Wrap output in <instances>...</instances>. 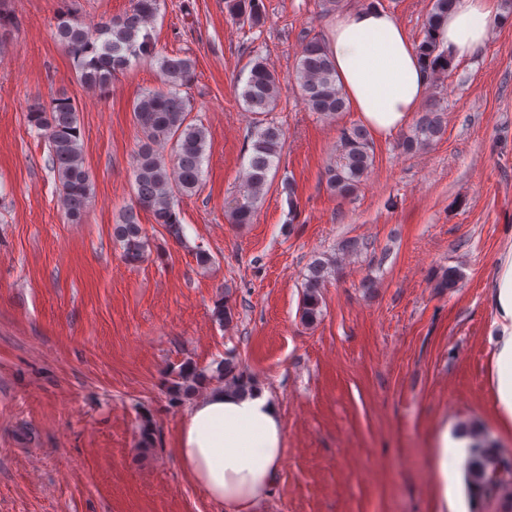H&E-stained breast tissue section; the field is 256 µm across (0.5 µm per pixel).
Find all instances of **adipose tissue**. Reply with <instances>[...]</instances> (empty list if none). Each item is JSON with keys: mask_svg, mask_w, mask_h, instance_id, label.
I'll list each match as a JSON object with an SVG mask.
<instances>
[{"mask_svg": "<svg viewBox=\"0 0 512 512\" xmlns=\"http://www.w3.org/2000/svg\"><path fill=\"white\" fill-rule=\"evenodd\" d=\"M501 21L496 0H453L440 27V43L454 61L473 57ZM352 111L384 139L420 111L428 73L404 28L379 0L336 14L324 43ZM501 327L496 357L497 397L512 419V252L494 282ZM280 408L263 386L239 393L214 386L194 400L184 418L177 458L191 480L224 512H252L274 484L283 456ZM466 439L440 435L433 459L436 488L447 495Z\"/></svg>", "mask_w": 512, "mask_h": 512, "instance_id": "obj_1", "label": "adipose tissue"}]
</instances>
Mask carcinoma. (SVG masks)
I'll return each mask as SVG.
<instances>
[{"mask_svg": "<svg viewBox=\"0 0 512 512\" xmlns=\"http://www.w3.org/2000/svg\"><path fill=\"white\" fill-rule=\"evenodd\" d=\"M453 0H432L423 23V36L416 44L418 57L437 79L453 69L454 59L441 49L436 37L439 21L448 14ZM228 12L249 27L262 19L261 0H226ZM159 8V0H130L129 10L119 16L100 21L96 27L86 26L77 15L64 12L57 18L55 37L73 57L79 81L92 89H104L115 76L151 51V35L147 25ZM164 88L142 92L132 104V112L143 134L133 156L136 205L124 209L113 227V236L123 249V258L133 264L146 251V234L139 221L138 210L152 213L155 223L179 239L183 228L175 209L179 196L196 193L203 183L206 160L207 130L189 120L192 108L182 90L190 84L194 63L187 57L162 56L157 59ZM294 79L304 107L323 118H332L347 110L342 89L337 84L333 61L323 42L312 38L302 44L294 68ZM245 109L260 116L250 130L251 154L242 193L230 208L233 224H249L268 183L270 171L277 167L284 143L281 126L261 119L275 110L278 102L277 75L266 62L256 57L249 69L240 74ZM28 123L48 143L51 169L60 185V203L68 222L83 221L91 195V180L85 166L80 143L77 107L66 93L47 104H36L27 113ZM445 131L443 113L432 105L401 141L407 154L416 153ZM161 142L173 145V156L166 160L156 150ZM374 163V147L369 131L361 125L340 130L336 155L325 170L328 189L350 197L358 189ZM336 261L316 258L308 265L301 302V320L307 326L316 324L323 315L322 288L336 273ZM460 272L445 268L437 276L436 287H456ZM217 378L226 388L249 389L254 379L233 356L224 358L216 368ZM210 377L191 363H185L170 386L171 401L179 402ZM471 439L465 464L466 482L477 497L498 495L502 512H512V467L503 466L499 450L483 430L475 425L464 429Z\"/></svg>", "mask_w": 512, "mask_h": 512, "instance_id": "carcinoma-1", "label": "carcinoma"}]
</instances>
